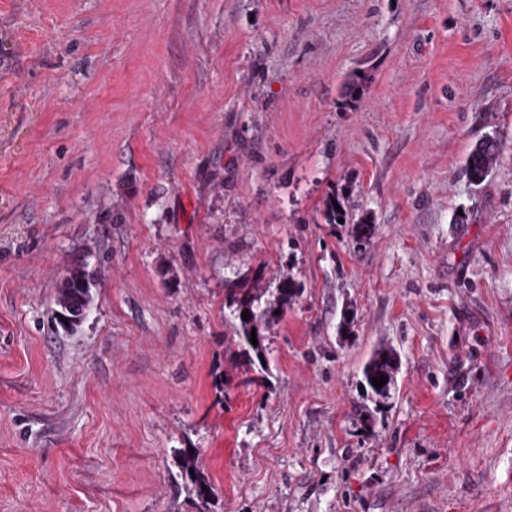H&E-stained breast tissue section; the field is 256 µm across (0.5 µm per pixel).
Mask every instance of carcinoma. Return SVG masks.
<instances>
[{
    "label": "carcinoma",
    "mask_w": 512,
    "mask_h": 512,
    "mask_svg": "<svg viewBox=\"0 0 512 512\" xmlns=\"http://www.w3.org/2000/svg\"><path fill=\"white\" fill-rule=\"evenodd\" d=\"M367 78L357 72L349 75L342 87V95L346 101L355 103L364 94ZM501 148L493 136L484 137L475 147L467 160L466 175L474 184L482 183L494 170L499 161ZM336 196L326 199L322 211L324 223L336 224L338 219L343 223L350 221L349 209L343 202L333 204ZM340 210H335V207ZM75 273L64 276L56 286V309L70 307L82 298L85 304H90L89 284L93 281L89 268H84L80 275L83 283L73 280ZM301 289L298 288L293 276L281 272L278 276V285L275 288H262L259 279L253 277H239L225 283L224 303L229 310V321L233 337L238 347L237 353L230 359L233 367H242L246 370L252 368L254 363L266 360V336L278 323L282 315L292 305ZM248 310V319H242L243 310ZM256 334L257 345H252L251 334ZM399 373L398 356L391 346H381L371 355L363 368V386L367 399L375 407H383L395 390ZM384 376L388 378L385 385L374 387L372 378ZM174 459L181 478L187 484L188 491L196 498L198 512H209L208 504L213 497V487L204 473L202 458L198 451H189L187 448L173 449Z\"/></svg>",
    "instance_id": "obj_1"
}]
</instances>
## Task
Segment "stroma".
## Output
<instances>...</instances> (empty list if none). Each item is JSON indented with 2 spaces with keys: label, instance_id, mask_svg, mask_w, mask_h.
Listing matches in <instances>:
<instances>
[{
  "label": "stroma",
  "instance_id": "stroma-1",
  "mask_svg": "<svg viewBox=\"0 0 512 512\" xmlns=\"http://www.w3.org/2000/svg\"><path fill=\"white\" fill-rule=\"evenodd\" d=\"M283 270L256 386L224 283ZM189 447L211 512H512V0H0V512H198ZM501 148L493 136H485L475 147L467 160L466 175L474 184L482 183L494 170L499 161ZM89 266L90 265L87 263L86 267L83 268V270L85 271L84 275L79 273L78 271H74L69 274L70 276H64L57 283L56 293L54 297L56 312L60 310L62 307L69 308L70 306L74 305L78 297H81L84 300L85 304L90 306L89 284H91L94 278L90 276ZM75 274H78L79 277L82 279L83 288L80 283H78L75 280L73 281V277H75ZM85 278L87 281L85 280ZM399 373L398 356L391 346H381L371 355L363 368V386L367 399L374 403L375 408L386 406V400L390 398L395 390ZM388 378V381L381 388L372 384V378ZM173 452L180 476L197 500L198 512H210L208 504L213 497V487L204 473L199 452L196 448H193V453H190L189 448L174 449ZM179 459H182V463H179ZM190 469H193V474H190ZM203 486H206V491H203Z\"/></svg>",
  "mask_w": 512,
  "mask_h": 512
}]
</instances>
